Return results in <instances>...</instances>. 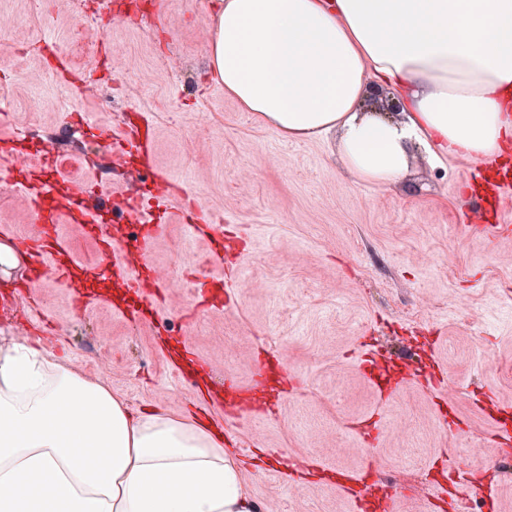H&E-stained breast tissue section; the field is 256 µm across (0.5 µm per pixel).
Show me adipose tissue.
Listing matches in <instances>:
<instances>
[{
  "label": "adipose tissue",
  "mask_w": 512,
  "mask_h": 512,
  "mask_svg": "<svg viewBox=\"0 0 512 512\" xmlns=\"http://www.w3.org/2000/svg\"><path fill=\"white\" fill-rule=\"evenodd\" d=\"M213 74L300 140L339 130L361 180L512 151V0H220ZM398 114L366 112L370 85ZM238 456L198 418L129 412L47 351L0 340V512H255Z\"/></svg>",
  "instance_id": "adipose-tissue-1"
}]
</instances>
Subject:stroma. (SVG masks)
Wrapping results in <instances>:
<instances>
[{
  "instance_id": "35a3bbf8",
  "label": "stroma",
  "mask_w": 512,
  "mask_h": 512,
  "mask_svg": "<svg viewBox=\"0 0 512 512\" xmlns=\"http://www.w3.org/2000/svg\"><path fill=\"white\" fill-rule=\"evenodd\" d=\"M123 2L84 0L78 13L74 0H0V184L12 190L0 225L40 227L16 147L34 153L72 114L85 122L68 146L92 157L105 153L100 130L145 127L144 155L108 180L89 166L84 182L92 203L116 212L133 185L168 178L176 205L150 197L137 217L157 228L147 265L164 278L142 298L108 281L97 304L78 306L77 289L26 288L20 267L0 273V292L20 290L22 306L19 318L0 316V336L42 337L133 409L181 416L200 380L225 447L287 458L305 474L245 470L257 512H356L335 474H361L373 458L397 481L471 448L496 457L494 413L512 411V237L463 226L475 161L432 163L416 148L397 182L360 181L338 131L287 139L225 93L209 61L218 0H147L131 14ZM76 37L94 55L46 62L45 46L64 52ZM20 39L35 51L12 53ZM90 69L95 92L84 96L72 75ZM57 223L77 262L96 268V234L64 211ZM213 223L237 242L219 264ZM273 360L282 409L227 420L225 378L254 386L255 368Z\"/></svg>"
}]
</instances>
